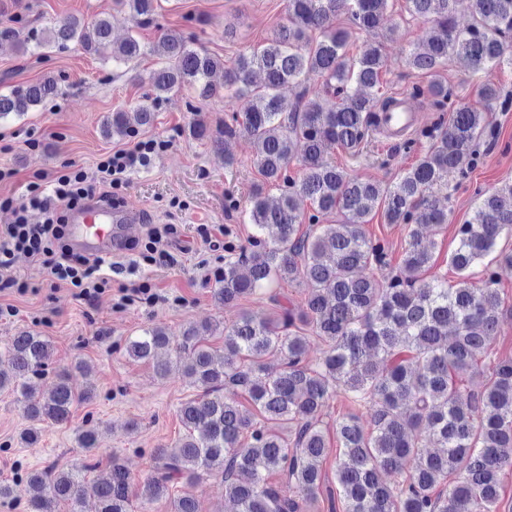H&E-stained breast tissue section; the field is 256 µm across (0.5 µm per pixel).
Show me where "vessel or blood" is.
Listing matches in <instances>:
<instances>
[{"instance_id":"1","label":"vessel or blood","mask_w":512,"mask_h":512,"mask_svg":"<svg viewBox=\"0 0 512 512\" xmlns=\"http://www.w3.org/2000/svg\"><path fill=\"white\" fill-rule=\"evenodd\" d=\"M396 101L391 111L378 113L377 122L386 137L404 139L421 125L422 115L405 96H397ZM145 219L140 209L130 205L112 206L94 199L68 213L66 233L75 250L109 257L121 251L134 225Z\"/></svg>"}]
</instances>
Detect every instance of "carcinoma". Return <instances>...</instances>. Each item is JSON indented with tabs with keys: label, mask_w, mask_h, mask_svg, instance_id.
I'll return each mask as SVG.
<instances>
[{
	"label": "carcinoma",
	"mask_w": 512,
	"mask_h": 512,
	"mask_svg": "<svg viewBox=\"0 0 512 512\" xmlns=\"http://www.w3.org/2000/svg\"><path fill=\"white\" fill-rule=\"evenodd\" d=\"M455 2L288 0L287 22L230 65L192 47L180 29L162 34L150 49L162 59L151 92L131 110L108 115L103 136L123 138L150 125L158 103L176 88L212 97L211 77L224 71V89L242 108L217 130L216 146L239 131L247 134L257 148L258 173L281 194L273 204L261 190L253 194L244 215L253 228L249 247L224 243L214 301L238 303L285 281L306 283L307 295L299 310L283 307L269 317L245 312L223 328L186 327L175 357L155 363L160 377L180 372L201 389L179 409L182 437L157 449L153 471L137 480L115 457L101 466L98 429L84 427L76 442L87 462L28 474L31 512H49L52 500L83 512L89 493L98 512H131L134 501L167 498L171 487L193 485L205 474L221 477L236 512H309L324 494L329 512H337V498L342 512H499L503 471L512 467V357L495 352L499 270L512 269V251L499 248L512 236V181L483 194L472 218L456 225L448 263L458 282L450 286L426 272L457 181L478 165L477 143L495 138L490 114L512 111V93L492 82L479 87L478 105L453 104L441 74L452 64L471 73L512 65V0H470L464 28L455 24ZM155 3L117 0L140 22L153 19ZM396 10L431 23V35L406 50V63L430 78L433 108L451 117L420 130L425 153L382 186L350 176L326 155L337 145L357 148L369 134L372 112L391 102L381 91L383 45H366L356 56L348 47L353 30H375ZM342 16L344 26L337 23ZM7 40L27 51L74 43L112 58L117 68L147 52L133 35L113 41L106 17L68 16L24 39L1 28L0 41ZM311 78L320 82V93L284 110L279 89ZM57 92L49 77L0 92V122ZM292 161L301 168L297 179L288 175ZM379 210L389 224L433 229L428 239L409 230L402 264L390 278L375 274L386 264L388 246L364 230ZM334 215L336 223H320ZM494 252L496 263H484ZM217 332L221 350L210 344ZM308 332L326 346L313 367L306 363ZM168 346L165 328L153 326L128 340L125 353L150 360ZM271 357L283 362L276 375L267 370ZM50 359L49 340L34 331L0 346V391L10 390L37 423L24 441L67 422L75 406L93 397L90 390L74 392L65 368L54 372L48 391L38 392L34 381L47 377ZM337 397L367 407L371 421L366 425L353 412L336 420L333 490L322 469L330 452L323 416ZM388 473L397 476L395 483H387ZM171 507L198 512L187 491L171 499Z\"/></svg>",
	"instance_id": "obj_1"
}]
</instances>
